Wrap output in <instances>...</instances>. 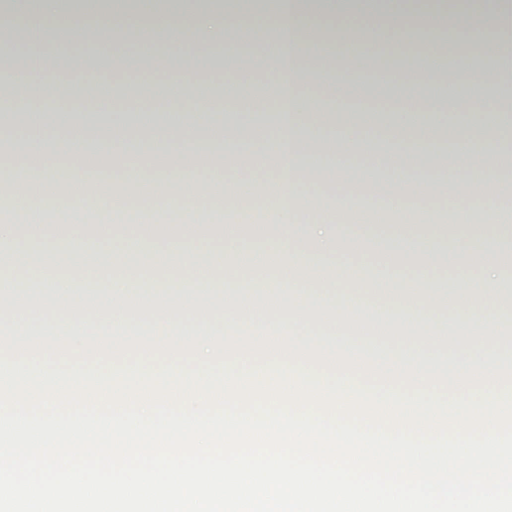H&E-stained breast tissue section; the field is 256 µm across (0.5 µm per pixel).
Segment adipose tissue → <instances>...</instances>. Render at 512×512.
<instances>
[{
    "label": "adipose tissue",
    "instance_id": "obj_1",
    "mask_svg": "<svg viewBox=\"0 0 512 512\" xmlns=\"http://www.w3.org/2000/svg\"><path fill=\"white\" fill-rule=\"evenodd\" d=\"M416 35L375 0H5L0 8L22 14L41 44V25L59 37L106 44L116 29L146 43L249 42L264 47L246 60L139 52L76 53L45 58L11 51L0 37V124L23 114L11 132V153L0 160V277L16 298L35 288L43 299L171 303L217 316L267 321V302L301 310L321 307L327 330L497 335L512 333V317L491 325L472 310L512 298V226L500 213L456 212L451 224L432 212L400 213L395 204L435 191L431 177L445 174L461 196L475 184L472 170L512 172V143L476 142L472 131L487 115L486 87L442 82L424 67L430 57L464 56L473 72L498 75L502 93L491 115L512 125V27L487 28L458 10L441 25L421 0ZM350 46L367 41L405 56L423 70L417 90L369 91L347 68L312 72L301 59L309 46L329 40ZM273 77L251 86L254 69ZM234 73L212 111L199 74ZM133 76L124 105L98 111L109 96L106 75ZM165 74L154 82L152 74ZM87 76L65 122L53 108L70 76ZM317 98L304 95L309 83ZM350 107L337 124L326 104ZM440 104L437 112L428 111ZM164 134H156V126ZM119 152L131 180L175 175L149 208L133 207L111 184L90 181V161ZM378 153L384 172L354 162ZM244 164L256 183L278 190L261 207L226 208L212 190L227 165ZM206 168L205 182L188 180ZM332 186L309 222L303 192L313 176ZM383 203L372 223L344 224L364 199ZM145 262L126 261L127 253ZM422 267H406L413 255ZM457 316L440 318L444 307Z\"/></svg>",
    "mask_w": 512,
    "mask_h": 512
}]
</instances>
